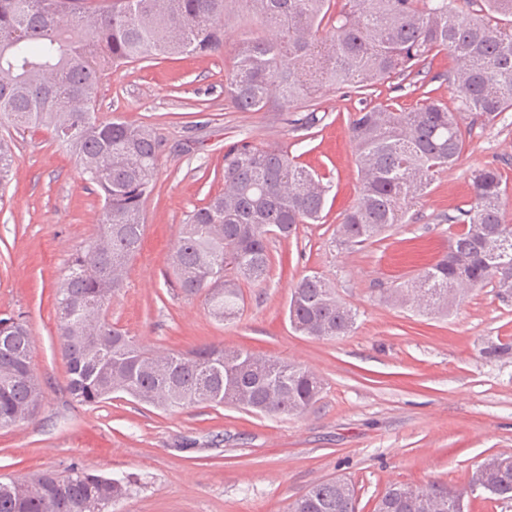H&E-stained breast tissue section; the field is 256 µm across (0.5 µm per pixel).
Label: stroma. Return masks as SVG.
I'll return each instance as SVG.
<instances>
[{
  "instance_id": "1",
  "label": "stroma",
  "mask_w": 512,
  "mask_h": 512,
  "mask_svg": "<svg viewBox=\"0 0 512 512\" xmlns=\"http://www.w3.org/2000/svg\"><path fill=\"white\" fill-rule=\"evenodd\" d=\"M458 67L450 51L431 52L414 81L384 84L373 100L410 108L430 91L456 104ZM232 68L227 49L135 62L102 80L97 119L148 125L164 141L141 247L109 317L161 353L214 342L300 362L322 379L320 399L288 418L208 405L163 413L121 395L95 406L72 401L56 291L69 259L95 235L102 202L76 157L47 130L31 129L15 135L11 175L0 190V315L27 321L46 399L36 419L0 429V479L74 469L133 477L130 494L110 512H287L310 485L336 478L354 483L357 512H373L394 483L452 485L468 490V512H512L471 488L486 455L512 454V305L489 285L445 316L385 298L447 252L457 231L449 218L469 202L474 170L495 168L512 188V111L465 129L462 154L404 224L348 248L336 228L360 194L347 133L358 95L330 87L309 109L240 112L224 98ZM310 110L317 123L299 126ZM243 140L287 148L330 191L320 223L270 241L267 279L243 284L245 305L226 323L210 315L204 295H177L164 278L183 220L223 191L224 153ZM311 272L356 311L349 336L317 340L291 329V290ZM494 346L502 354L488 356Z\"/></svg>"
}]
</instances>
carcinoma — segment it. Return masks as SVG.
<instances>
[{
  "label": "carcinoma",
  "instance_id": "carcinoma-1",
  "mask_svg": "<svg viewBox=\"0 0 512 512\" xmlns=\"http://www.w3.org/2000/svg\"><path fill=\"white\" fill-rule=\"evenodd\" d=\"M272 29L241 37L224 96L241 112L303 107L326 86L350 87L362 108L348 134L358 154L360 196L337 227L341 244L362 246L397 224L463 149L460 119L491 122L512 110V0H243ZM228 0H0V125L44 127L76 156L103 201L98 230L75 254L57 291V332L66 390L93 406L122 393L163 412L202 404L271 417L298 416L322 392L307 367L222 343L154 354L107 318L122 276L139 251L144 202L155 187L164 143L152 128L93 116L99 86L113 67L156 56H207L224 50ZM327 27L330 38L321 40ZM462 62L457 106L426 92L416 107L374 104L369 91L407 80L433 50ZM13 165L0 138V187ZM469 208L448 254L399 285L392 299L422 314L449 313L488 284L512 302V224L501 207L506 186L494 168L472 175ZM328 187L281 146L242 141L224 153V192L187 214L170 255L169 287L205 294L210 314L238 318L241 283L269 272L271 237L287 239L322 219ZM291 328L314 339L348 335L356 312L317 272L303 275L288 304ZM35 339L20 316L0 318V428L36 418L44 394L34 374ZM478 464L472 484L512 502V455ZM131 479L73 470L0 481V512H109ZM461 490L434 483L386 489L375 512H466ZM344 479L309 486L287 512H355Z\"/></svg>",
  "mask_w": 512,
  "mask_h": 512
}]
</instances>
